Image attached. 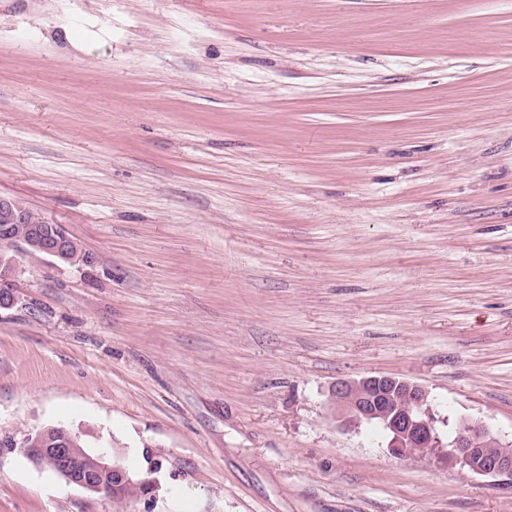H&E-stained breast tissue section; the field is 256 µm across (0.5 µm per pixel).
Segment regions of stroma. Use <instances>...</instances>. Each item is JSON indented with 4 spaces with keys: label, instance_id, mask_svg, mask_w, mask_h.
<instances>
[{
    "label": "stroma",
    "instance_id": "1",
    "mask_svg": "<svg viewBox=\"0 0 512 512\" xmlns=\"http://www.w3.org/2000/svg\"><path fill=\"white\" fill-rule=\"evenodd\" d=\"M0 512H512L336 382L512 442V0H0ZM64 427L151 493L34 464ZM32 212L22 207L16 198L0 195V307H8L15 300L12 290L15 288L19 266L17 248L22 252L41 254L62 263H65L71 251V266L84 263L82 248L73 246L74 242L80 243L63 224L39 213V219L35 221ZM15 224H18L14 227L15 234L19 236L25 235L34 224H47L48 229L33 228V232L26 237H17L12 228Z\"/></svg>",
    "mask_w": 512,
    "mask_h": 512
}]
</instances>
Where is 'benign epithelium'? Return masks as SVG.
<instances>
[{
	"label": "benign epithelium",
	"mask_w": 512,
	"mask_h": 512,
	"mask_svg": "<svg viewBox=\"0 0 512 512\" xmlns=\"http://www.w3.org/2000/svg\"><path fill=\"white\" fill-rule=\"evenodd\" d=\"M38 222L46 228L33 229L25 237L13 234L15 224ZM76 239L66 227L32 210L18 200L0 195V307L10 306L18 272L17 251L41 254L65 262ZM332 397L343 425L357 428L377 421L390 436L388 451L395 457L432 456L441 463L458 465L480 477L512 480V443H504L481 423L459 425L455 438L445 444L436 428V416L428 391L411 381L376 374L353 381H339ZM50 433L56 437L52 448H44L47 434L26 443L27 455L36 463L63 477L67 483L88 492L112 497L113 492L132 484L130 474L107 452L92 455L73 447L70 431L61 427ZM448 450H443V447Z\"/></svg>",
	"instance_id": "benign-epithelium-1"
}]
</instances>
